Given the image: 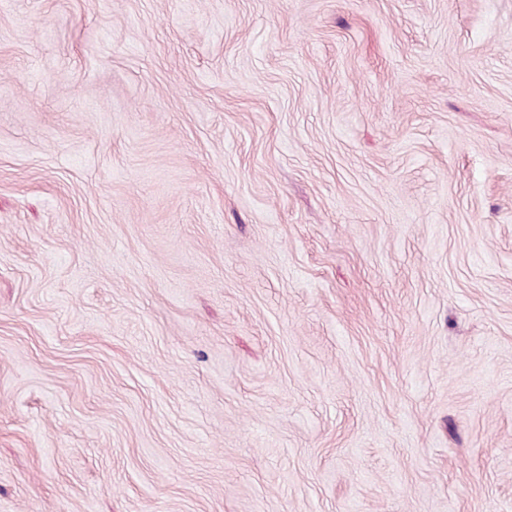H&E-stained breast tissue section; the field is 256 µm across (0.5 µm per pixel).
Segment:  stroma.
<instances>
[{
    "label": "stroma",
    "instance_id": "35a3bbf8",
    "mask_svg": "<svg viewBox=\"0 0 512 512\" xmlns=\"http://www.w3.org/2000/svg\"><path fill=\"white\" fill-rule=\"evenodd\" d=\"M0 512H512V0H0Z\"/></svg>",
    "mask_w": 512,
    "mask_h": 512
}]
</instances>
